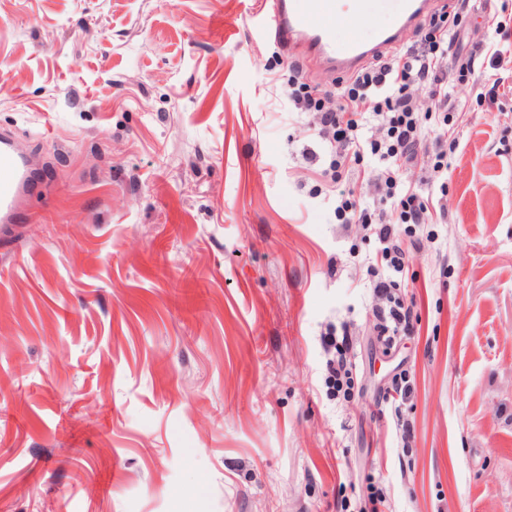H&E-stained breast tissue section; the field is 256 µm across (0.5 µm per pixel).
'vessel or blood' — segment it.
I'll use <instances>...</instances> for the list:
<instances>
[{
  "mask_svg": "<svg viewBox=\"0 0 512 512\" xmlns=\"http://www.w3.org/2000/svg\"><path fill=\"white\" fill-rule=\"evenodd\" d=\"M447 0H271L265 30L290 55L347 79L369 63L391 54L406 29L417 28L425 10L443 9ZM384 18L368 38L336 39V22L345 10ZM38 186L31 158L9 135L0 134V228L21 217L24 201Z\"/></svg>",
  "mask_w": 512,
  "mask_h": 512,
  "instance_id": "b4317fda",
  "label": "vessel or blood"
}]
</instances>
